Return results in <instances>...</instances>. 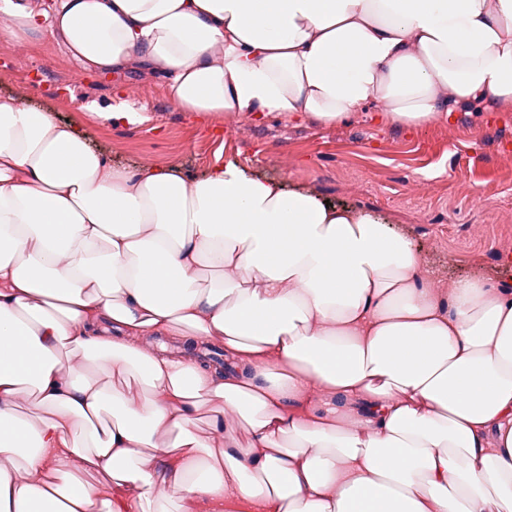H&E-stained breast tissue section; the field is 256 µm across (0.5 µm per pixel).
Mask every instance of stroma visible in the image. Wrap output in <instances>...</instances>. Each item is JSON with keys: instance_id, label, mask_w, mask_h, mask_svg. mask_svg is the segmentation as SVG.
<instances>
[{"instance_id": "stroma-1", "label": "stroma", "mask_w": 512, "mask_h": 512, "mask_svg": "<svg viewBox=\"0 0 512 512\" xmlns=\"http://www.w3.org/2000/svg\"><path fill=\"white\" fill-rule=\"evenodd\" d=\"M0 42V96L26 98L83 128L114 164L181 167L202 176L233 162L254 175L388 219L418 251L439 288L477 277L512 289V112L468 103L418 128L358 116L321 125L262 113L234 123L173 109L162 77H112L81 69L51 33L31 48V65L14 67ZM134 92L147 122L105 119L118 87ZM288 155L280 168L276 159Z\"/></svg>"}]
</instances>
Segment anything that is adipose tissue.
<instances>
[{"instance_id": "adipose-tissue-1", "label": "adipose tissue", "mask_w": 512, "mask_h": 512, "mask_svg": "<svg viewBox=\"0 0 512 512\" xmlns=\"http://www.w3.org/2000/svg\"><path fill=\"white\" fill-rule=\"evenodd\" d=\"M46 30L202 116L512 110V0H0L11 44ZM150 336L220 343L229 368ZM174 492L178 512H512V290H438L385 219L232 163L115 165L0 97V512ZM141 344L143 346H150L154 350H158V349L161 348V346H163L165 348V352L168 355H171V356H174V357H179V358L190 357V358H194L199 363H201V362L204 363L205 362L203 357H202V355H201V354L205 353V351L203 349H201L198 346L197 352H195L194 355L190 354V353L185 352L183 350V347H181V345L183 343L181 341H179V340H175V339H171V338H166V337H160V338L156 337V338L145 339V341L141 342ZM178 345H180V346H178Z\"/></svg>"}]
</instances>
